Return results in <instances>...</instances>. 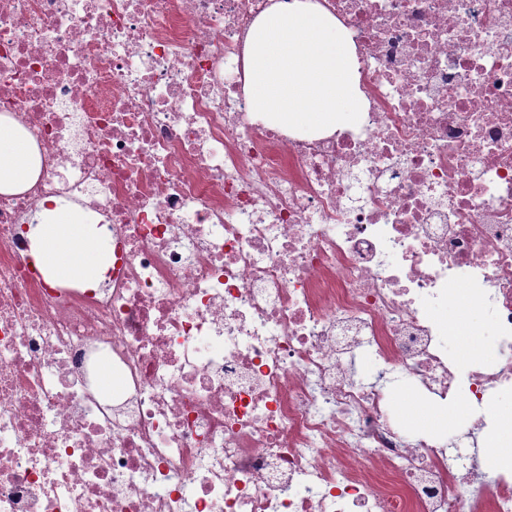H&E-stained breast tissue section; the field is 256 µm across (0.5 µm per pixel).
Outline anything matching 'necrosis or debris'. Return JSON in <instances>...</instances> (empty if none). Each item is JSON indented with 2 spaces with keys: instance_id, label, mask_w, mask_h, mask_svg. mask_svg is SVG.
<instances>
[{
  "instance_id": "1",
  "label": "necrosis or debris",
  "mask_w": 512,
  "mask_h": 512,
  "mask_svg": "<svg viewBox=\"0 0 512 512\" xmlns=\"http://www.w3.org/2000/svg\"><path fill=\"white\" fill-rule=\"evenodd\" d=\"M270 2L0 0V114L42 159L0 195V512H512V470L389 413L398 371L474 432L512 385V0H318L365 104L318 138L251 119ZM48 197L110 238L98 287L32 262ZM452 287L495 360L449 357ZM456 299L460 301L459 309L463 308L467 316L464 312L458 311L453 315V325L463 329L468 325L469 321L470 332L466 336L454 335L457 333L448 332V335L443 338V345L448 349V354L457 358V351L460 346L466 345L472 336H477L481 343L490 348L493 354H495L497 342L491 309L489 307L466 304L462 300Z\"/></svg>"
}]
</instances>
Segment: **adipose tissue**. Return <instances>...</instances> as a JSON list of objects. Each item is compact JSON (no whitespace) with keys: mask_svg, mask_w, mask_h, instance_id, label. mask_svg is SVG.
<instances>
[{"mask_svg":"<svg viewBox=\"0 0 512 512\" xmlns=\"http://www.w3.org/2000/svg\"><path fill=\"white\" fill-rule=\"evenodd\" d=\"M41 157L33 138L0 114V194L28 190L38 179ZM31 255L48 283L94 288L103 280L112 248L90 214L55 198L42 203L28 232Z\"/></svg>","mask_w":512,"mask_h":512,"instance_id":"adipose-tissue-1","label":"adipose tissue"}]
</instances>
